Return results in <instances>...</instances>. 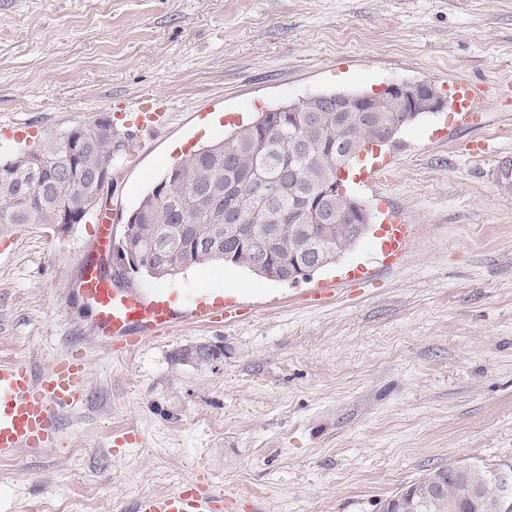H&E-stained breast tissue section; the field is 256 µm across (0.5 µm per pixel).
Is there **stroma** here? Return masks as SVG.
<instances>
[{"mask_svg":"<svg viewBox=\"0 0 512 512\" xmlns=\"http://www.w3.org/2000/svg\"><path fill=\"white\" fill-rule=\"evenodd\" d=\"M393 81L430 83L448 107L361 159L379 191L350 187L373 229L335 264L296 283L221 262L127 282L178 312L235 297L236 323L115 353L80 294L94 222L0 235V359L44 371L79 350L87 368L61 444L0 460V512H130L191 481L238 496L236 512H379L425 469L512 461V0H0V124L30 130L0 134V157L121 121L143 93L172 103L171 123L134 128L112 170L122 217L182 150L277 106ZM463 81L484 111L455 129ZM482 140L495 153L473 154ZM391 211L416 234L384 265ZM325 286L332 297L305 307ZM196 345L222 354L176 358ZM116 429L137 441L114 452Z\"/></svg>","mask_w":512,"mask_h":512,"instance_id":"stroma-1","label":"stroma"}]
</instances>
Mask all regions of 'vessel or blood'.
Segmentation results:
<instances>
[{
	"label": "vessel or blood",
	"instance_id": "1",
	"mask_svg": "<svg viewBox=\"0 0 512 512\" xmlns=\"http://www.w3.org/2000/svg\"><path fill=\"white\" fill-rule=\"evenodd\" d=\"M457 98L462 122L471 124L483 110L481 95L469 83H461ZM129 112L134 121L151 123L163 118V103L142 95L135 99ZM415 233L411 224H393L383 244L388 261H396L406 251ZM83 294L96 311L98 337L114 350L133 352L142 339L154 338L170 331L176 319L205 326L230 324L239 311L235 302L214 306L194 301L182 313H174L161 299L144 298L132 289L109 287L96 271H87ZM87 373L81 355L54 362L44 374L20 360L0 361V458L13 457L22 448H42L58 432L61 409L80 403L85 394ZM233 512L234 503L223 493L201 484L177 490L140 495L133 512H216L217 507Z\"/></svg>",
	"mask_w": 512,
	"mask_h": 512
}]
</instances>
